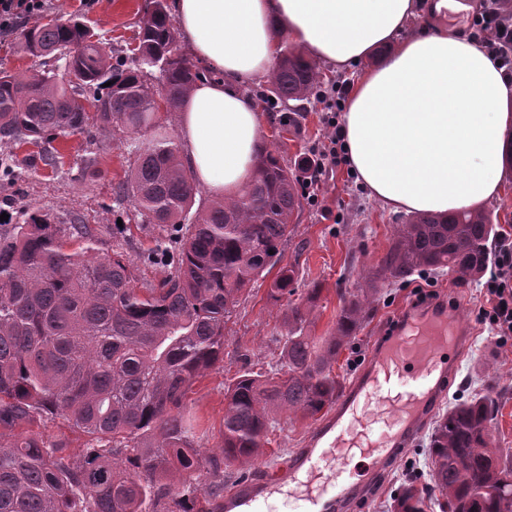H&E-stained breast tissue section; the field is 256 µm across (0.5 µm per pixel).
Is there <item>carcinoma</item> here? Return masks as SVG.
Returning <instances> with one entry per match:
<instances>
[{
    "mask_svg": "<svg viewBox=\"0 0 512 512\" xmlns=\"http://www.w3.org/2000/svg\"><path fill=\"white\" fill-rule=\"evenodd\" d=\"M168 0H146L132 54L114 56L77 19L37 21L21 50L41 67H0V147L42 146L59 163L60 137L117 128L136 166L115 189L161 235L142 262L166 264L157 286L138 284L134 261L116 243L94 247L89 225L57 224L33 212L0 224V512H224V462L251 463L286 411L315 418L341 388L334 365L362 326L384 282L424 269L460 281L481 276L499 230L486 212L416 213L394 225L381 264L343 298L327 336L311 333L322 289L298 291L297 268L282 264L302 184L291 166L262 149L251 178L231 198L195 204L194 172L160 121L151 77L164 81L165 112L178 111L203 73L181 53ZM69 60L58 72L56 55ZM321 73L288 51L275 69L276 104L300 101ZM110 86H105V83ZM82 246L67 250L66 241ZM279 268L268 291L288 301L282 362L243 370L224 389L220 453L198 449L183 415L193 383L224 361V329L239 297ZM496 402L475 394L436 422L430 441L432 489L448 512H512V450L496 447ZM62 419L87 438L74 458L45 432ZM424 491L403 485L393 512H423Z\"/></svg>",
    "mask_w": 512,
    "mask_h": 512,
    "instance_id": "carcinoma-1",
    "label": "carcinoma"
}]
</instances>
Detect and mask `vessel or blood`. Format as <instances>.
<instances>
[{"mask_svg": "<svg viewBox=\"0 0 512 512\" xmlns=\"http://www.w3.org/2000/svg\"><path fill=\"white\" fill-rule=\"evenodd\" d=\"M360 374L275 473L258 471L224 496V512H350L375 467L421 436L470 341L447 296L398 312Z\"/></svg>", "mask_w": 512, "mask_h": 512, "instance_id": "obj_1", "label": "vessel or blood"}]
</instances>
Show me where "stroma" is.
I'll return each instance as SVG.
<instances>
[{
    "label": "stroma",
    "instance_id": "stroma-1",
    "mask_svg": "<svg viewBox=\"0 0 512 512\" xmlns=\"http://www.w3.org/2000/svg\"><path fill=\"white\" fill-rule=\"evenodd\" d=\"M145 0H45L49 16H74L101 34L108 50L133 47L136 22ZM491 11L512 20V0H466L445 13L449 32H466L475 40L483 33L477 24L482 12ZM325 105L318 97L305 102L304 111L263 112L264 141L276 149L287 164H294L322 147L326 129ZM55 147L62 161L58 168L45 166L40 149L31 144L14 149L20 171L17 179L0 181V212L17 222L21 214L42 209L55 222L81 216L94 228L99 251L110 252L112 230L117 220L134 212L131 204L112 208V190L124 181L132 161L120 142L119 131L90 140L77 133L59 138ZM317 194L320 206L301 202L297 222L282 246L283 261L296 265L304 288L319 286L321 300L315 312L313 335L325 336L333 328L344 291L356 288L365 269L378 266L387 253L395 224L402 214L390 212L371 200L367 191L341 166L323 176ZM270 279L255 283L228 322L224 337V361L193 384L186 415L200 437L203 450H217L224 428V385L243 369H269L281 360L280 338L284 335L286 302L269 298ZM447 292L472 332V341L460 354V369L449 381L441 411L475 393L490 394L498 405L493 434L499 447L512 448V340L501 345L481 320L485 300L477 282H460L453 274L416 272L407 280L384 286L378 301L334 367L342 382H350L362 367L371 348L392 316L412 302L415 288ZM309 423L282 419L255 464L235 465L225 482L232 489L238 479L254 468H270L286 462L302 447ZM429 433L406 448L402 455L380 466L365 502L358 512H388L396 488L405 480L423 476L428 469L426 448Z\"/></svg>",
    "mask_w": 512,
    "mask_h": 512
}]
</instances>
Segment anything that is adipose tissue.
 <instances>
[{"label":"adipose tissue","mask_w":512,"mask_h":512,"mask_svg":"<svg viewBox=\"0 0 512 512\" xmlns=\"http://www.w3.org/2000/svg\"><path fill=\"white\" fill-rule=\"evenodd\" d=\"M448 0H175V24L222 80L182 102L184 160L212 197L234 195L262 147L245 92L265 76L281 38L352 71L339 125L348 166L395 212L479 211L503 195L512 159V75L499 58L437 20ZM415 29H408L412 18ZM377 57L375 66L354 65Z\"/></svg>","instance_id":"ef3b65f1"}]
</instances>
